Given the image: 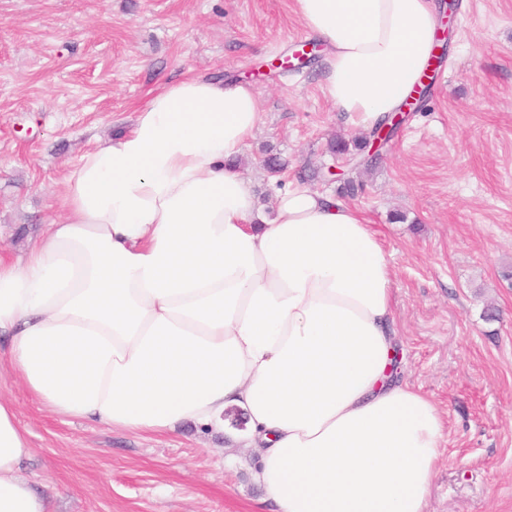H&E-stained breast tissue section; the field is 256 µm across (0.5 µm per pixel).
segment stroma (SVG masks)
Segmentation results:
<instances>
[{
  "instance_id": "35a3bbf8",
  "label": "stroma",
  "mask_w": 512,
  "mask_h": 512,
  "mask_svg": "<svg viewBox=\"0 0 512 512\" xmlns=\"http://www.w3.org/2000/svg\"><path fill=\"white\" fill-rule=\"evenodd\" d=\"M447 50L419 106L370 168L333 154L366 130L321 89L325 47L293 0H0V256L17 260L63 211L58 182L128 128L164 82L248 84L262 119L239 171L259 207L292 183L348 200L380 234L399 374L443 413L426 512H512V0H436ZM286 162L270 173L268 157ZM362 181L355 197L347 179ZM30 455L18 471L48 512H273L256 448L191 425L144 433L59 416L0 376Z\"/></svg>"
}]
</instances>
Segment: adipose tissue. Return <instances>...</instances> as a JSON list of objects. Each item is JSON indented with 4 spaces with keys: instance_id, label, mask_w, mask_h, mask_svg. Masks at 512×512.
<instances>
[{
    "instance_id": "adipose-tissue-1",
    "label": "adipose tissue",
    "mask_w": 512,
    "mask_h": 512,
    "mask_svg": "<svg viewBox=\"0 0 512 512\" xmlns=\"http://www.w3.org/2000/svg\"><path fill=\"white\" fill-rule=\"evenodd\" d=\"M354 125L421 86L433 0H294ZM261 119L242 83L161 85L67 173L63 220L0 260V365L59 415L141 432L191 423L261 446L275 512H425L445 421L398 377L387 253L363 214L295 184L273 219L235 167ZM246 427L225 429L224 414ZM0 402V512H47Z\"/></svg>"
}]
</instances>
